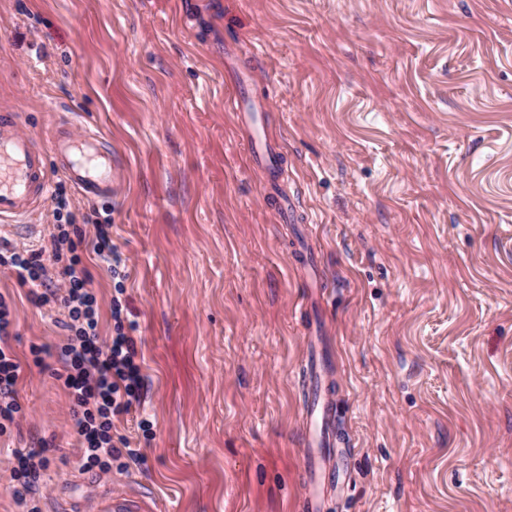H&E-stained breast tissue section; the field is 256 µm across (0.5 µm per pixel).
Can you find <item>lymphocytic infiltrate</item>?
<instances>
[{
  "instance_id": "obj_1",
  "label": "lymphocytic infiltrate",
  "mask_w": 512,
  "mask_h": 512,
  "mask_svg": "<svg viewBox=\"0 0 512 512\" xmlns=\"http://www.w3.org/2000/svg\"><path fill=\"white\" fill-rule=\"evenodd\" d=\"M55 223L47 243L0 242V267L25 288L38 308L62 309L66 341L60 348L64 371L59 379L70 399L71 429L80 448L82 468H111L125 459L142 462L140 449L126 438H113L114 418L139 412L145 377L136 363L135 325L125 315L122 296L129 278L127 259L112 241L106 218L78 226L63 181L52 194ZM106 267L116 280L110 306L112 334L101 342L100 314L92 287L91 265ZM15 303L0 293V436L10 433L23 414L16 386L23 366L10 338ZM12 495L22 512H41L38 497L51 480L54 464L48 446L15 451Z\"/></svg>"
}]
</instances>
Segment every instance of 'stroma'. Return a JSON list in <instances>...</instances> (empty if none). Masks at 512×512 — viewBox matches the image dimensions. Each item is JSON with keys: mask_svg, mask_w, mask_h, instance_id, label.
I'll return each mask as SVG.
<instances>
[{"mask_svg": "<svg viewBox=\"0 0 512 512\" xmlns=\"http://www.w3.org/2000/svg\"><path fill=\"white\" fill-rule=\"evenodd\" d=\"M245 80L283 173L227 100ZM43 151H112V239L146 376L145 460L77 466L57 358L0 439L52 442L43 512H303L304 407L326 400L321 512H512V0H0V113ZM299 199L282 223L278 194ZM13 346L65 332L9 273Z\"/></svg>", "mask_w": 512, "mask_h": 512, "instance_id": "1", "label": "stroma"}]
</instances>
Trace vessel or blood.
<instances>
[{
  "label": "vessel or blood",
  "mask_w": 512,
  "mask_h": 512,
  "mask_svg": "<svg viewBox=\"0 0 512 512\" xmlns=\"http://www.w3.org/2000/svg\"><path fill=\"white\" fill-rule=\"evenodd\" d=\"M227 107L236 113L250 133V156L266 182L279 176L280 152L261 128V114L244 91H237ZM59 171L88 199L103 200L112 196V152L92 134L81 136L69 128L57 129L51 153H44L31 136L19 127L14 117L0 118V223L30 213L48 199L52 171ZM307 437L304 454L306 512H318L317 481L321 466L317 451L331 445L328 425L319 403L306 410Z\"/></svg>",
  "instance_id": "vessel-or-blood-1"
}]
</instances>
